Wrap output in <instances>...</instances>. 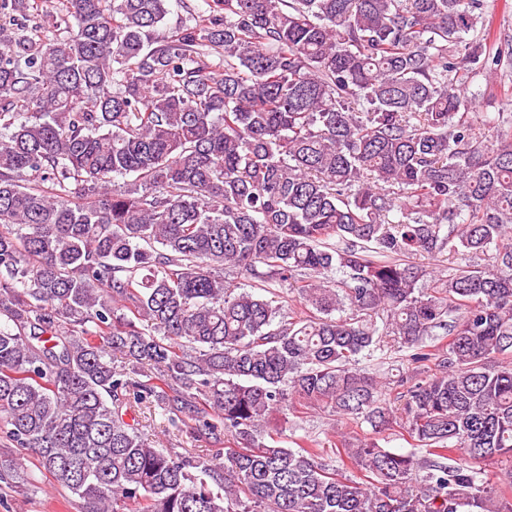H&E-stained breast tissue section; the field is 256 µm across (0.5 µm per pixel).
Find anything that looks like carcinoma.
<instances>
[{
  "instance_id": "cac0c4a2",
  "label": "carcinoma",
  "mask_w": 512,
  "mask_h": 512,
  "mask_svg": "<svg viewBox=\"0 0 512 512\" xmlns=\"http://www.w3.org/2000/svg\"><path fill=\"white\" fill-rule=\"evenodd\" d=\"M167 2L61 0L50 37L0 0V429L84 512H512V130L460 80L512 36L483 0H212L160 36ZM131 389L228 446L154 447ZM293 398L371 427L354 473L264 442ZM399 356L400 355L398 353L390 352V348L385 347L384 351L382 348V351L378 350L375 353V357L373 358V360L363 362V366H366L367 369L370 370V372H373L376 374H381L382 376H385L389 380H391L388 382L391 383V385H389V386L393 389L392 390L388 389L389 391H387V393L391 394L390 396L387 395V397H391V399L394 397L396 392L399 391V389L397 391L394 390L396 384L393 383V381L397 380V377L399 375L398 370L402 374V371L407 372L408 368H409V370H411L413 367L411 365H408V363L405 361L404 362L403 361L391 362V361H395V360H401V359L396 358ZM391 364H393L394 366H390ZM391 368H393L392 371L390 370ZM388 369H389V372H387Z\"/></svg>"
}]
</instances>
